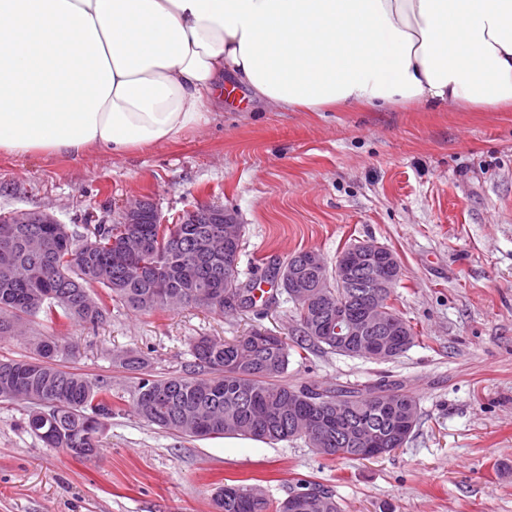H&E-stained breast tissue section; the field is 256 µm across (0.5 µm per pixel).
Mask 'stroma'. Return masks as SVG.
<instances>
[{"label": "stroma", "mask_w": 512, "mask_h": 512, "mask_svg": "<svg viewBox=\"0 0 512 512\" xmlns=\"http://www.w3.org/2000/svg\"><path fill=\"white\" fill-rule=\"evenodd\" d=\"M243 100L174 143L120 158L0 157V214L49 210L74 234L146 199L168 223L217 205L245 226L239 278L267 281L302 250L327 264L373 241L398 257L392 301L414 344L385 362L301 350L295 305L216 316L188 306H110L95 328L29 323L0 338V358L35 354L36 337L76 346L69 368L105 376L121 402L97 457L45 447L28 406L0 401V512H215L219 487L260 480L271 499L302 480L330 487L342 512H512V112L455 106L300 112ZM263 328L291 344V385L387 375L418 401L408 441L370 460L330 461L304 440L184 439L131 407L135 350L154 376L178 375L197 336Z\"/></svg>", "instance_id": "1"}]
</instances>
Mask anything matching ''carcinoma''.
Instances as JSON below:
<instances>
[{
  "mask_svg": "<svg viewBox=\"0 0 512 512\" xmlns=\"http://www.w3.org/2000/svg\"><path fill=\"white\" fill-rule=\"evenodd\" d=\"M143 223L137 225L148 250L129 254L117 265L112 249L124 243L125 224H95L85 250L74 248L75 236L64 224L15 225L13 241L0 245V337L9 336L22 320L61 319L95 326L106 320V300L141 312H174L186 306L224 314V292L246 295L247 308L257 306L256 288L239 279L238 270H224V255L239 258L244 225L225 242L219 253L208 250L209 236L221 225L219 208L187 213L176 224L152 221L153 205L146 202ZM388 260L380 257L360 271L358 285H336L328 266L305 271V281H319L331 300L347 304L358 316L371 284L387 274ZM282 276L283 292L296 305L300 342L350 357H365L362 343L353 338L336 340L328 313L305 311L304 303L288 288V270ZM50 288L56 297L41 303L38 294ZM384 316L405 327L395 337L396 347L382 360H392L414 342V331L392 303L382 306ZM39 362L0 360V400L32 405L26 428L47 448H69L76 459L93 457L100 437L112 419V383L65 370L62 363L74 355L75 345L54 336L37 344ZM194 358L181 375L156 378L148 362L134 351L121 357V365L142 375L132 399L134 413L165 431L190 437L237 435L259 437L265 443L296 439L292 422L301 415L322 420V437L307 440L315 452L331 461L364 459L360 449L337 441L349 430H369L396 449L407 442L417 423L415 397L400 382L380 378L372 383H336L291 386L284 380L290 348L280 336L253 330L231 340L199 336L190 349ZM239 493L217 503L221 512H340L329 488L303 481L287 498L275 501L258 485L235 484Z\"/></svg>",
  "mask_w": 512,
  "mask_h": 512,
  "instance_id": "1",
  "label": "carcinoma"
}]
</instances>
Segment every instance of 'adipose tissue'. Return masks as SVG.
I'll use <instances>...</instances> for the list:
<instances>
[{
  "label": "adipose tissue",
  "mask_w": 512,
  "mask_h": 512,
  "mask_svg": "<svg viewBox=\"0 0 512 512\" xmlns=\"http://www.w3.org/2000/svg\"><path fill=\"white\" fill-rule=\"evenodd\" d=\"M304 112L512 109V0H0V155L117 158L224 83Z\"/></svg>",
  "instance_id": "obj_1"
}]
</instances>
